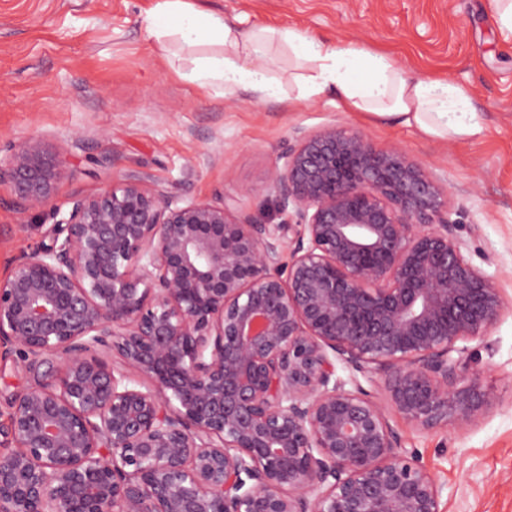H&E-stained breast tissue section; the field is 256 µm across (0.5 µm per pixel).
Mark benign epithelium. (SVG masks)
Returning <instances> with one entry per match:
<instances>
[{
	"mask_svg": "<svg viewBox=\"0 0 512 512\" xmlns=\"http://www.w3.org/2000/svg\"><path fill=\"white\" fill-rule=\"evenodd\" d=\"M66 175L40 138L0 157L21 210ZM259 192L288 219L132 175L0 278V349L35 378L0 420V512H444L388 409L481 419L468 343L506 309L497 281L424 165L362 132L297 133Z\"/></svg>",
	"mask_w": 512,
	"mask_h": 512,
	"instance_id": "1",
	"label": "benign epithelium"
}]
</instances>
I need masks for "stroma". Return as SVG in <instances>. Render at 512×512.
Instances as JSON below:
<instances>
[{
  "label": "stroma",
  "mask_w": 512,
  "mask_h": 512,
  "mask_svg": "<svg viewBox=\"0 0 512 512\" xmlns=\"http://www.w3.org/2000/svg\"><path fill=\"white\" fill-rule=\"evenodd\" d=\"M161 2L0 0V154L39 137L69 163L58 194L36 211L19 213L10 184L0 183V277L44 243L73 195L134 174L179 202H217L264 181L296 131L335 124L421 161L445 186L448 218L466 232L472 262L512 297V35L490 0H194L245 27L358 41L415 75L450 80L484 132L445 141L371 122L331 94L295 110L201 89L178 74L192 50L164 53L145 32ZM470 349L469 372L490 395L478 423L438 431L395 415L390 423L443 484L446 512H512V310Z\"/></svg>",
  "instance_id": "stroma-1"
}]
</instances>
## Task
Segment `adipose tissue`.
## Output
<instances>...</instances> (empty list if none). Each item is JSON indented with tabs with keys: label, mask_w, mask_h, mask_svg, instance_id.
Here are the masks:
<instances>
[{
	"label": "adipose tissue",
	"mask_w": 512,
	"mask_h": 512,
	"mask_svg": "<svg viewBox=\"0 0 512 512\" xmlns=\"http://www.w3.org/2000/svg\"><path fill=\"white\" fill-rule=\"evenodd\" d=\"M146 23L149 35L160 44L198 47L186 79L203 88L218 87L228 97L284 98L299 108L332 91L348 111L374 122L413 127L433 139L483 132L469 98L458 87L413 75L392 57L352 41L331 45L291 27L244 28L222 14L197 8L193 0H164ZM275 49L302 69L293 97H284L273 74Z\"/></svg>",
	"instance_id": "1"
}]
</instances>
